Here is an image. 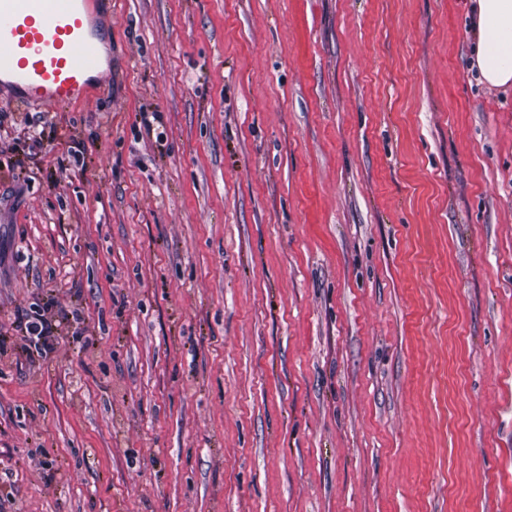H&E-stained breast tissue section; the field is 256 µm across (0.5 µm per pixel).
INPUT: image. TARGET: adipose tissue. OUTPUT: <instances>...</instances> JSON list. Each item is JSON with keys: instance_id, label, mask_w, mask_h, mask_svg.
Returning a JSON list of instances; mask_svg holds the SVG:
<instances>
[{"instance_id": "obj_1", "label": "adipose tissue", "mask_w": 512, "mask_h": 512, "mask_svg": "<svg viewBox=\"0 0 512 512\" xmlns=\"http://www.w3.org/2000/svg\"><path fill=\"white\" fill-rule=\"evenodd\" d=\"M476 43L474 65L481 82L512 86V0H471Z\"/></svg>"}]
</instances>
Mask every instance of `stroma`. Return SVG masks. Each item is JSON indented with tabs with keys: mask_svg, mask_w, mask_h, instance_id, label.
Returning a JSON list of instances; mask_svg holds the SVG:
<instances>
[{
	"mask_svg": "<svg viewBox=\"0 0 512 512\" xmlns=\"http://www.w3.org/2000/svg\"><path fill=\"white\" fill-rule=\"evenodd\" d=\"M101 31L86 104L0 88V512H512V89L468 0ZM39 316L41 318L31 319L25 314L28 319L22 325V314V318L18 317L19 325H17V328H19L25 340L29 342L28 348L33 347L38 355L46 356L54 350V342L58 339L59 325L45 319L43 315Z\"/></svg>",
	"mask_w": 512,
	"mask_h": 512,
	"instance_id": "obj_1",
	"label": "stroma"
}]
</instances>
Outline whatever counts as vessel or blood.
<instances>
[{"mask_svg": "<svg viewBox=\"0 0 512 512\" xmlns=\"http://www.w3.org/2000/svg\"><path fill=\"white\" fill-rule=\"evenodd\" d=\"M92 0H0V84L23 101H87L103 78Z\"/></svg>", "mask_w": 512, "mask_h": 512, "instance_id": "1", "label": "vessel or blood"}]
</instances>
